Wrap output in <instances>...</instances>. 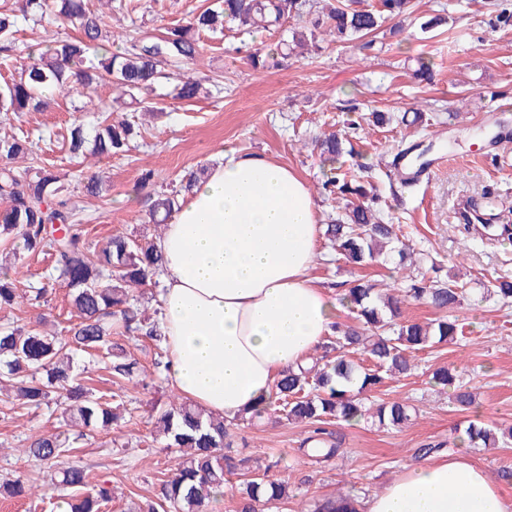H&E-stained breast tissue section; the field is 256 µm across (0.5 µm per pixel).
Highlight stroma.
Returning <instances> with one entry per match:
<instances>
[{
  "label": "stroma",
  "instance_id": "35a3bbf8",
  "mask_svg": "<svg viewBox=\"0 0 512 512\" xmlns=\"http://www.w3.org/2000/svg\"><path fill=\"white\" fill-rule=\"evenodd\" d=\"M214 0H126L123 12L106 19L118 52L132 36H156L165 28L185 25ZM448 0H414V12L399 36L381 29L371 47L360 42L344 46L320 43L306 57L265 65L255 64V52H268L275 42L266 31L250 34L236 29L214 37L201 35V54L182 65L183 77H222L220 89L192 100L178 98L173 84L157 88L152 100L157 116H143L138 104H123L120 114L135 120L139 134L122 156L98 158L69 150L67 130L73 122L93 125L92 112H75V95L54 92L38 112L0 113V136L29 135L38 144L42 165L66 174L77 207L74 217L92 242L106 243L113 234L152 233L147 223V191L136 190L142 170L156 174L154 191L177 189L189 171L210 165L224 154L259 155L287 165L304 177L319 205V221L327 223L339 205L324 194L319 151L322 134L345 130L347 120L360 121L353 135V151L343 159L362 184L379 198L389 224L403 228L406 240L424 262L444 268L462 264L472 275L471 294L455 316L461 330L446 345L417 353L411 374L387 380L372 393L375 401L402 400L416 417L399 428L381 429L362 421L332 423L342 441L338 455L319 463L300 448L306 435L302 424L265 418L252 426H232L235 450L243 455L279 460L274 476L288 480V498L265 506L264 512H313L318 501L352 493L366 497L381 490L385 480L421 457L424 445L440 446L485 467L493 474L512 470V444L500 448H470L463 444L470 419L489 424H512V303L482 298L484 274L512 277V240H490L486 223L512 224V139L495 144L473 141L479 127L512 131V28L496 21V7L512 11V0H463L450 11L452 34L421 32L422 18ZM57 33L56 26L29 21L19 24L17 50L0 58V81L16 77L28 49H42ZM433 63V78H415L417 58ZM425 112L421 125L403 123L402 115ZM373 112H388L390 124L369 121ZM454 148L445 166L414 187L402 185L391 161L399 149L415 143ZM96 175L105 183L102 196L83 192L85 178ZM477 205L481 219L469 233L460 231V211ZM53 264L52 246L35 256L12 257L0 248V270L18 288L40 287ZM49 285L46 302L24 303L0 311V323L53 329L68 325L71 317L65 284ZM448 365L475 395L473 406L458 410L446 393L430 383L432 369ZM96 388L126 395L134 416L110 433L88 437L66 456L84 466L91 480L107 478L112 500L103 512H137L153 498L169 473L175 449L153 442L151 416L155 405L166 402L171 387L162 379L147 389L114 381L106 372L92 370ZM59 406L8 411L0 404V482L23 475L42 485L44 498L0 496V512H53L56 500L46 469L21 455L28 436L64 430Z\"/></svg>",
  "mask_w": 512,
  "mask_h": 512
}]
</instances>
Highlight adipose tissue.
<instances>
[{
	"mask_svg": "<svg viewBox=\"0 0 512 512\" xmlns=\"http://www.w3.org/2000/svg\"><path fill=\"white\" fill-rule=\"evenodd\" d=\"M319 207L306 181L261 156H230L184 196L160 241L161 322L173 389L233 419L330 333L339 307L309 276ZM356 512H512L494 477L448 454L406 468Z\"/></svg>",
	"mask_w": 512,
	"mask_h": 512,
	"instance_id": "adipose-tissue-1",
	"label": "adipose tissue"
}]
</instances>
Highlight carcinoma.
<instances>
[{
	"label": "carcinoma",
	"mask_w": 512,
	"mask_h": 512,
	"mask_svg": "<svg viewBox=\"0 0 512 512\" xmlns=\"http://www.w3.org/2000/svg\"><path fill=\"white\" fill-rule=\"evenodd\" d=\"M412 14V0H380L372 8H361L358 0L320 4L318 0H220L219 8L205 9L193 16L186 26L168 28L158 38L130 40L122 52H108V35L103 32V16L90 9L89 0H25L23 18L35 24L60 21L79 31L53 38L45 50L28 54L18 77L0 84V112L38 111L46 100L43 91L56 88L88 92L107 80L134 102L146 99L170 70L199 56V35L224 30L226 24L243 33L257 28L274 27L284 19L304 21L303 31L292 34V43L317 46L321 35L343 44L368 36L387 19ZM18 15L0 7V54L15 51ZM135 133L134 125L120 117L107 115L94 129L93 139L83 123L70 126L68 143L72 153H82L87 144L92 152L106 158L125 151ZM344 135L330 134L316 140L323 160L322 188L329 196L345 201L343 213L329 220L324 236L338 260L349 272L371 263L398 258L397 269L414 265L413 252L399 234V228L384 223L374 208L375 198H367L356 174L343 169L341 158L348 152ZM30 162L19 171L17 162ZM199 176L190 172L180 188L159 194L152 200L148 223L159 229L175 211L179 196L195 186ZM0 200L7 207L0 210V242L28 253L42 250L48 241V227L60 225L63 234L53 240L54 270L69 288L76 321L51 333L26 329L12 323L0 324V394L11 411L60 403L76 431L36 434L27 438L23 454L57 473L60 502L68 512H101L112 498L106 482L94 483L86 469L63 465L69 448L95 432H108L126 419L124 400L117 395L98 393L88 387L74 366V356L91 358L101 352L99 369L113 378L136 386H147L169 371L168 351L161 320H150L140 308L134 289L145 288L159 275L163 255L157 239L147 235L113 236L100 246L84 237L72 224L75 205L68 196V186L52 169L37 163V153L27 136L0 138ZM433 263L409 279L403 297L383 293L378 284L362 277L336 284L341 302L353 314L354 325L340 322L320 345L321 355L298 372H287L275 384L269 400L239 421L253 423L274 414L292 423L310 425L302 447L312 448L327 461L339 452L328 422H345L365 417L378 425L399 427L411 420V406L394 400L372 402L367 393L385 385L388 378L406 374L414 367V353L433 343L456 338L458 324L448 312L463 306L467 283L454 274L440 276ZM490 287L504 303L512 301V278L496 277ZM18 287L7 277H0V309L16 303ZM422 301L438 312L427 322L394 318L400 315L405 300ZM148 341L156 349L153 370L147 371L114 336ZM361 350L373 360L364 367L350 354ZM434 384L450 391L452 402L462 409L474 404V394L464 386L456 371L440 366L431 373ZM154 433L167 448H176L179 458L160 480L158 501H149L142 512H204L232 478L243 479L237 512H259L257 505L275 504L288 498V482L272 479L268 472L276 461L263 463L236 458L224 449L231 447L229 424L207 415L179 396L156 406ZM469 446L496 448L512 440V426L489 425L476 418L465 429ZM37 485L24 476L0 485L13 496H24ZM350 494L328 498L315 512H336L335 503L350 512Z\"/></svg>",
	"instance_id": "cac0c4a2"
}]
</instances>
